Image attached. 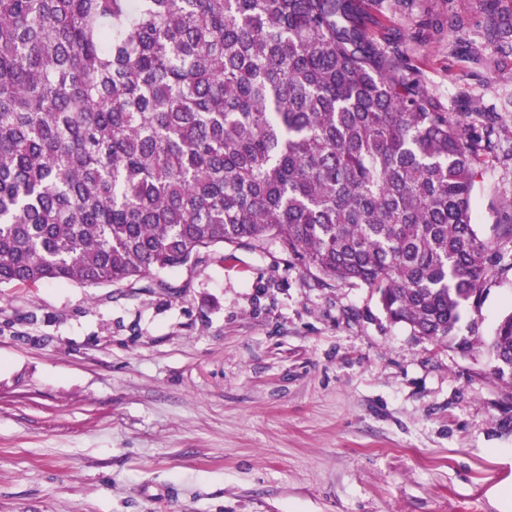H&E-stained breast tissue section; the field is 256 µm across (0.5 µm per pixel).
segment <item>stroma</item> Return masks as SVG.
Instances as JSON below:
<instances>
[{
    "label": "stroma",
    "mask_w": 512,
    "mask_h": 512,
    "mask_svg": "<svg viewBox=\"0 0 512 512\" xmlns=\"http://www.w3.org/2000/svg\"><path fill=\"white\" fill-rule=\"evenodd\" d=\"M449 112L493 121L473 200L512 199V49L483 0H364ZM462 27L463 40L451 31ZM463 336L512 311V242ZM483 349L391 323L275 242L114 285L0 286V512H512V394ZM486 1V4L489 6L487 9L488 12H490L491 20L486 26L485 29V37L488 41L493 43H511L512 47V26L508 25L507 28H503L502 23L499 18H495L494 13L495 10L493 9V5L498 2V0H484ZM510 38V41H509ZM508 41H507V40Z\"/></svg>",
    "instance_id": "35a3bbf8"
}]
</instances>
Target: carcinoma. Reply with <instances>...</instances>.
I'll list each match as a JSON object with an SVG mask.
<instances>
[{"label": "carcinoma", "mask_w": 512, "mask_h": 512, "mask_svg": "<svg viewBox=\"0 0 512 512\" xmlns=\"http://www.w3.org/2000/svg\"><path fill=\"white\" fill-rule=\"evenodd\" d=\"M360 2L0 0V284L276 240L415 335L487 348L512 390V311L456 338L494 268L472 210L493 126L468 134Z\"/></svg>", "instance_id": "cac0c4a2"}]
</instances>
